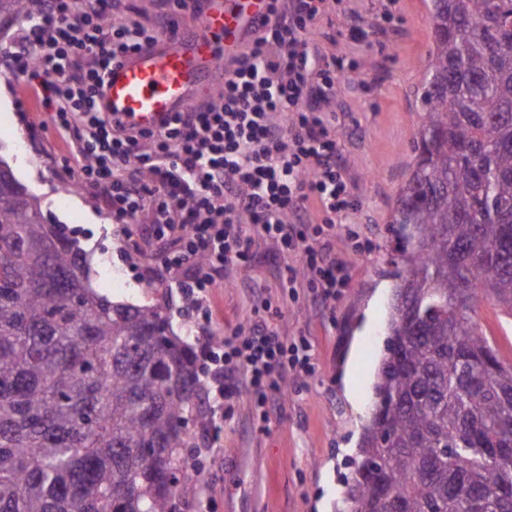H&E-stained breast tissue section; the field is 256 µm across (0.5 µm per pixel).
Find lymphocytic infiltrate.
I'll return each mask as SVG.
<instances>
[{
  "label": "lymphocytic infiltrate",
  "instance_id": "obj_1",
  "mask_svg": "<svg viewBox=\"0 0 512 512\" xmlns=\"http://www.w3.org/2000/svg\"><path fill=\"white\" fill-rule=\"evenodd\" d=\"M157 5L163 23L148 28L131 23L118 0H42L17 35L16 74L38 79L56 130L89 159L76 183L107 197L114 223L126 227L145 214L151 236L171 241L156 271L189 300L194 325L211 324L212 288L227 270L250 267L260 240L302 255V269L286 267L283 285L303 281L315 300H335L350 279L336 235L354 204L335 135L343 63L310 47L326 0H270L262 34L230 65L218 97L162 131L136 132L99 109L103 71L184 16H199L203 0ZM313 203L323 214L318 224L306 221ZM251 313L245 328L200 339L213 454L241 393L262 410L289 373L313 369L309 354L273 326L282 308L259 296Z\"/></svg>",
  "mask_w": 512,
  "mask_h": 512
}]
</instances>
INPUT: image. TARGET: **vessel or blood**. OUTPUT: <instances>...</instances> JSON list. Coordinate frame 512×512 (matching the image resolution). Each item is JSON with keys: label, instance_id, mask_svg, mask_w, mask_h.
Listing matches in <instances>:
<instances>
[{"label": "vessel or blood", "instance_id": "vessel-or-blood-1", "mask_svg": "<svg viewBox=\"0 0 512 512\" xmlns=\"http://www.w3.org/2000/svg\"><path fill=\"white\" fill-rule=\"evenodd\" d=\"M269 0H207L195 26L159 37L106 68L98 105L126 126L160 131L174 113L208 101L222 65L261 32Z\"/></svg>", "mask_w": 512, "mask_h": 512}]
</instances>
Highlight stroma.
<instances>
[{"label":"stroma","mask_w":512,"mask_h":512,"mask_svg":"<svg viewBox=\"0 0 512 512\" xmlns=\"http://www.w3.org/2000/svg\"><path fill=\"white\" fill-rule=\"evenodd\" d=\"M387 0H343V12L321 17L317 47L355 60L340 79L334 110L336 139L354 188L357 209L336 241L351 264V281L336 301L315 302L310 288L288 293L281 256L260 244L253 266L225 275L211 295L214 327L231 332L249 315L252 294L266 292L284 305L282 335L306 339L315 371L289 376L288 392L274 404L269 422L254 419L242 396L224 422V452L197 458L195 490L214 499V512H344L346 483L358 460L380 361L385 352L394 281L389 273L404 241L390 216L413 165L420 128L421 81L431 44L427 0H396L393 18L379 15ZM368 34L360 46L345 35L347 14ZM15 29L0 32V158L37 195L49 221L65 225L86 254L89 279L99 293L136 305L161 304L174 335L195 344L187 302L177 289L152 279L159 242L144 238L132 250L112 222L106 200L80 191L61 198L77 167V147L61 139L38 101L33 84L13 73ZM122 274L121 285L109 279ZM479 323L505 359H512V318L490 300L478 306Z\"/></svg>","instance_id":"35a3bbf8"}]
</instances>
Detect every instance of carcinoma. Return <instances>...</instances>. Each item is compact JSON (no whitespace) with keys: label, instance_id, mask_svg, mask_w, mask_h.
<instances>
[{"label":"carcinoma","instance_id":"obj_1","mask_svg":"<svg viewBox=\"0 0 512 512\" xmlns=\"http://www.w3.org/2000/svg\"><path fill=\"white\" fill-rule=\"evenodd\" d=\"M40 0H0V28ZM406 231L350 512H512V361L476 319L512 316V0H430ZM196 356L163 305L114 302L76 239L0 159V512H180L204 428Z\"/></svg>","mask_w":512,"mask_h":512}]
</instances>
